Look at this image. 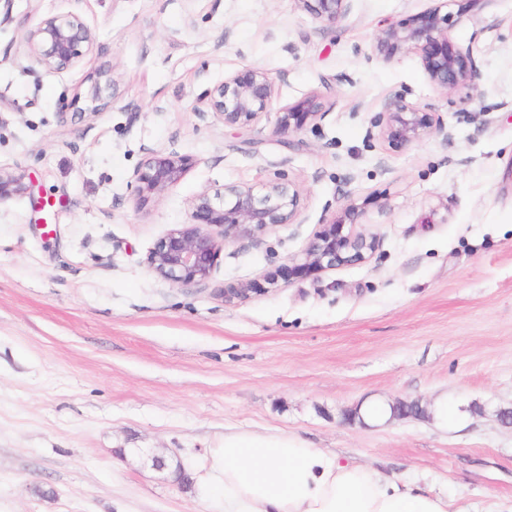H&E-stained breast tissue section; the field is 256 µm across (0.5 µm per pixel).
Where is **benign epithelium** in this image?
<instances>
[{
    "instance_id": "benign-epithelium-1",
    "label": "benign epithelium",
    "mask_w": 512,
    "mask_h": 512,
    "mask_svg": "<svg viewBox=\"0 0 512 512\" xmlns=\"http://www.w3.org/2000/svg\"><path fill=\"white\" fill-rule=\"evenodd\" d=\"M303 9L328 23H336L349 10L350 0H295ZM448 0L398 23L380 27L373 54L389 61L404 51L418 54L429 83L443 96L472 78L475 62L470 50L456 47L448 36ZM26 55L51 73L63 75L93 52L95 36L83 18L73 12L43 18L20 39ZM276 81L267 71L245 66L224 76L209 103L213 117L227 127L246 125L276 111L275 132L284 135L322 119L331 107L316 95L274 108ZM377 136L391 148H402L423 138L445 132V125L429 105H419L393 96L385 111L373 122ZM195 165L192 156L176 149L150 152L133 174L138 205L158 200ZM22 178L0 169V202L27 193ZM300 193L278 175L261 186L226 185L203 187L190 201L189 221L179 224L158 239L147 263L159 278L178 286L209 284L224 252L236 242L256 244L272 229L296 223L300 215ZM354 209L313 233L300 256L267 274L264 281L229 283L220 289L224 300L263 294L281 280L308 276L340 266L364 263L379 245L376 234L345 223ZM416 402L390 405L394 417L421 414ZM142 464L156 472L171 471L162 454L140 452Z\"/></svg>"
}]
</instances>
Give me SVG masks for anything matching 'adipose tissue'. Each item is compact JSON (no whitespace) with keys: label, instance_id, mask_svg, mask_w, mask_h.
Here are the masks:
<instances>
[{"label":"adipose tissue","instance_id":"1","mask_svg":"<svg viewBox=\"0 0 512 512\" xmlns=\"http://www.w3.org/2000/svg\"><path fill=\"white\" fill-rule=\"evenodd\" d=\"M214 469L224 512H455L452 501L341 462L282 431H224Z\"/></svg>","mask_w":512,"mask_h":512}]
</instances>
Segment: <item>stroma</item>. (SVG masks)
Segmentation results:
<instances>
[{
  "label": "stroma",
  "instance_id": "35a3bbf8",
  "mask_svg": "<svg viewBox=\"0 0 512 512\" xmlns=\"http://www.w3.org/2000/svg\"><path fill=\"white\" fill-rule=\"evenodd\" d=\"M431 0H351L327 25L295 0H14L0 25V168L31 180L0 203V512H224L212 467L224 430L280 429L461 512L512 503V0H455L448 36L476 72L448 96L418 54H372L380 26ZM75 12L94 51L64 75L21 35ZM317 93L318 124L226 127L201 117L225 74ZM113 81L91 112L98 72ZM448 135L392 149L370 137L392 94ZM197 163L157 203L130 186L148 151ZM285 173L299 223L221 254L207 289L152 274L156 241L202 187ZM355 207L380 244L362 264L226 301L301 254ZM448 424H436V400ZM418 402L421 415L391 417ZM360 410L362 421L345 415ZM177 457L183 489L136 449Z\"/></svg>",
  "mask_w": 512,
  "mask_h": 512
}]
</instances>
